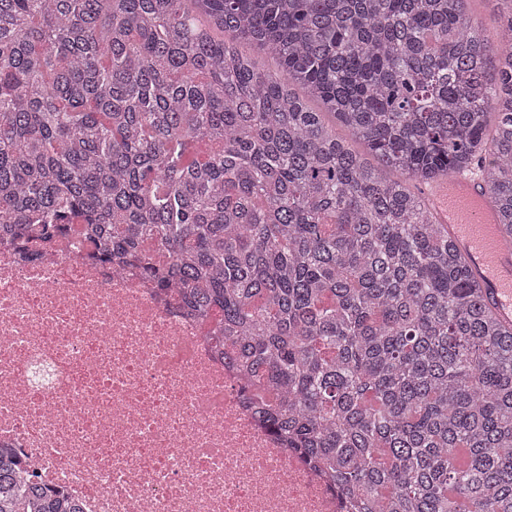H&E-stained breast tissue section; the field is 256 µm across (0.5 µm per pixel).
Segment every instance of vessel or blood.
Returning <instances> with one entry per match:
<instances>
[{"mask_svg":"<svg viewBox=\"0 0 512 512\" xmlns=\"http://www.w3.org/2000/svg\"><path fill=\"white\" fill-rule=\"evenodd\" d=\"M488 196L485 181L471 171L450 175L428 192L439 222L479 273L490 308L512 323V242L495 235Z\"/></svg>","mask_w":512,"mask_h":512,"instance_id":"b4317fda","label":"vessel or blood"}]
</instances>
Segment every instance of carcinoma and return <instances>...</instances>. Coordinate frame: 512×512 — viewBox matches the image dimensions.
<instances>
[{"instance_id": "cac0c4a2", "label": "carcinoma", "mask_w": 512, "mask_h": 512, "mask_svg": "<svg viewBox=\"0 0 512 512\" xmlns=\"http://www.w3.org/2000/svg\"><path fill=\"white\" fill-rule=\"evenodd\" d=\"M473 2L0 0V230L215 321L357 512H512V326L409 186L485 161L512 238V0ZM0 512L77 508L1 448ZM474 15L484 29L492 32L498 25L499 12L496 1H478L474 4Z\"/></svg>"}]
</instances>
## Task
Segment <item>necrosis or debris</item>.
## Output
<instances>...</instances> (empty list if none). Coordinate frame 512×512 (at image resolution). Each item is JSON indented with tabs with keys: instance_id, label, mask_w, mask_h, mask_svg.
<instances>
[{
	"instance_id": "4bbe7bcc",
	"label": "necrosis or debris",
	"mask_w": 512,
	"mask_h": 512,
	"mask_svg": "<svg viewBox=\"0 0 512 512\" xmlns=\"http://www.w3.org/2000/svg\"><path fill=\"white\" fill-rule=\"evenodd\" d=\"M0 447L84 512H345L201 325L82 248L23 263L0 239Z\"/></svg>"
}]
</instances>
